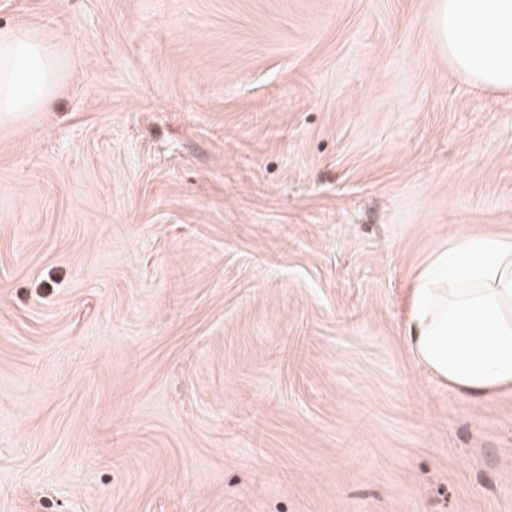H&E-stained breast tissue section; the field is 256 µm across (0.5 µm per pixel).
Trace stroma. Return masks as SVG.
Returning <instances> with one entry per match:
<instances>
[{"label": "stroma", "instance_id": "obj_1", "mask_svg": "<svg viewBox=\"0 0 512 512\" xmlns=\"http://www.w3.org/2000/svg\"><path fill=\"white\" fill-rule=\"evenodd\" d=\"M434 0H0L55 51L0 125V512H512V390L409 286L512 241V91Z\"/></svg>", "mask_w": 512, "mask_h": 512}]
</instances>
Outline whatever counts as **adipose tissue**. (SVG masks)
I'll use <instances>...</instances> for the list:
<instances>
[{"instance_id":"ef3b65f1","label":"adipose tissue","mask_w":512,"mask_h":512,"mask_svg":"<svg viewBox=\"0 0 512 512\" xmlns=\"http://www.w3.org/2000/svg\"><path fill=\"white\" fill-rule=\"evenodd\" d=\"M435 41L478 88L512 90V0H435ZM53 52L27 29L0 30V124L50 108ZM407 336L422 364L474 397L512 390V241L462 234L411 285Z\"/></svg>"}]
</instances>
